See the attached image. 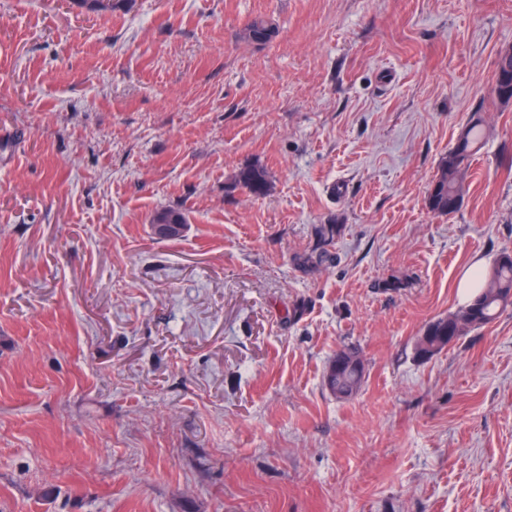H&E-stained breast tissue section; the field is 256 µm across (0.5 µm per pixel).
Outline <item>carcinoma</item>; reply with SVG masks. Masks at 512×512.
<instances>
[{"instance_id": "1", "label": "carcinoma", "mask_w": 512, "mask_h": 512, "mask_svg": "<svg viewBox=\"0 0 512 512\" xmlns=\"http://www.w3.org/2000/svg\"><path fill=\"white\" fill-rule=\"evenodd\" d=\"M274 33V24L265 17H256L246 24L243 38L257 42L262 34ZM486 137V127L480 112L472 113L455 146L448 151L433 181L428 202L430 209L442 215H450L461 207L463 201V176L472 161L476 149ZM235 185L252 196L267 193V172L259 166L242 168L235 176ZM512 306V253L502 252L489 271L474 298L454 313L431 322L419 337L417 351H422L424 337L446 336L448 327L461 338L469 331L481 328L493 321L507 307Z\"/></svg>"}]
</instances>
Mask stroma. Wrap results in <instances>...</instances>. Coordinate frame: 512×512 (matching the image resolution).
Wrapping results in <instances>:
<instances>
[{
	"label": "stroma",
	"instance_id": "obj_1",
	"mask_svg": "<svg viewBox=\"0 0 512 512\" xmlns=\"http://www.w3.org/2000/svg\"><path fill=\"white\" fill-rule=\"evenodd\" d=\"M508 44L512 0H0V512H512V308L416 353L512 251ZM496 74L498 73L497 98L504 104L512 102V46L500 49L497 55ZM461 133L455 146L442 159L429 194V207L437 214L450 215L462 205L463 176L469 169L476 149L486 137V127L480 112L472 113ZM463 160H466L465 164ZM448 195L455 198V205L448 203ZM235 185L252 196H264L269 188L267 172L259 166L242 168L235 176ZM160 215L166 216L178 224H157L156 233L162 238L174 239L179 237L183 230L181 224H187L185 215L172 208H162L152 214L150 218L151 224H155L156 218Z\"/></svg>",
	"mask_w": 512,
	"mask_h": 512
}]
</instances>
